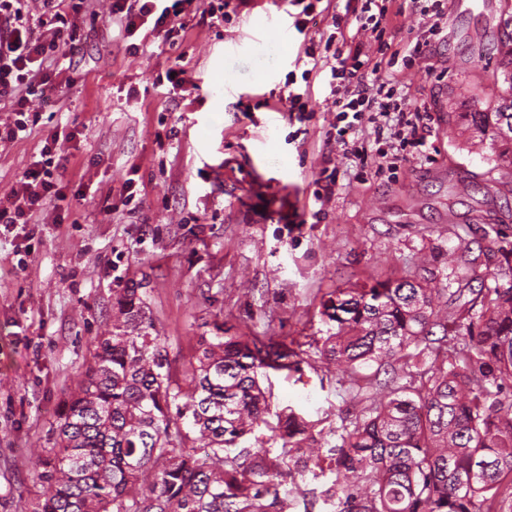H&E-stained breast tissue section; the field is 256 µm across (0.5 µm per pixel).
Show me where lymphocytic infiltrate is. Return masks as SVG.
<instances>
[{"mask_svg": "<svg viewBox=\"0 0 512 512\" xmlns=\"http://www.w3.org/2000/svg\"><path fill=\"white\" fill-rule=\"evenodd\" d=\"M190 0H112V22L129 52H137L138 37H153L173 43L179 37V22ZM300 11L294 28L307 34L321 19L332 30L323 48L305 45L302 62L326 78L327 97L336 112L334 142L356 167L370 178L394 173L410 155L427 145L434 118L429 108L409 107L398 80L387 70H408L427 58L435 45L448 36L447 0H355L342 12L336 0H293ZM89 0H0V102L9 103L17 120L8 129V139L26 131L24 116L30 95L50 93L56 85L43 64L55 41L73 42L75 19L87 12ZM414 12L422 30L407 50L394 49L391 29L397 17ZM53 30L54 42L44 40L42 28ZM73 132L60 131L41 149V159L24 172L6 204L0 205V234H12L17 225L30 223L34 214L50 202L65 201L62 179L53 172L56 157ZM377 158L369 167V158Z\"/></svg>", "mask_w": 512, "mask_h": 512, "instance_id": "obj_1", "label": "lymphocytic infiltrate"}]
</instances>
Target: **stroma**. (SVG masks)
<instances>
[{
  "mask_svg": "<svg viewBox=\"0 0 512 512\" xmlns=\"http://www.w3.org/2000/svg\"><path fill=\"white\" fill-rule=\"evenodd\" d=\"M209 3L192 0L175 45L152 39L131 54L112 0H93L76 47L44 64L65 70L71 87L30 96L26 132L0 142V199L61 130L76 133L62 180L88 187L68 197L66 218L49 204L24 234L0 238V512H27L42 497L33 453L52 447L56 411L109 328L119 289L146 291L180 378L219 325L304 345L300 371L270 375L271 408L303 412L333 445L368 392L315 354L323 297L422 266L447 283L452 252L491 277L490 242L512 249V187L448 121L491 111L506 89L512 0H448L446 42L402 75L410 106L432 109L426 153L389 182L337 158L335 192L320 200L336 114L322 78L303 81L296 57L321 28L283 46L251 0H229L227 22L203 18ZM170 68L186 70L183 88L157 82ZM293 87L308 89L307 112L276 111Z\"/></svg>",
  "mask_w": 512,
  "mask_h": 512,
  "instance_id": "1",
  "label": "stroma"
}]
</instances>
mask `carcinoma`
Here are the masks:
<instances>
[{
    "instance_id": "obj_1",
    "label": "carcinoma",
    "mask_w": 512,
    "mask_h": 512,
    "mask_svg": "<svg viewBox=\"0 0 512 512\" xmlns=\"http://www.w3.org/2000/svg\"><path fill=\"white\" fill-rule=\"evenodd\" d=\"M448 122L512 184V95ZM319 314L318 359L374 389L324 455L302 447L315 421L270 412L261 384L300 370L301 352L203 336L180 382L146 296L120 289L38 456L47 492L33 512H293L279 482L327 472L337 512H512V282L450 294L432 273L375 281L328 295Z\"/></svg>"
}]
</instances>
